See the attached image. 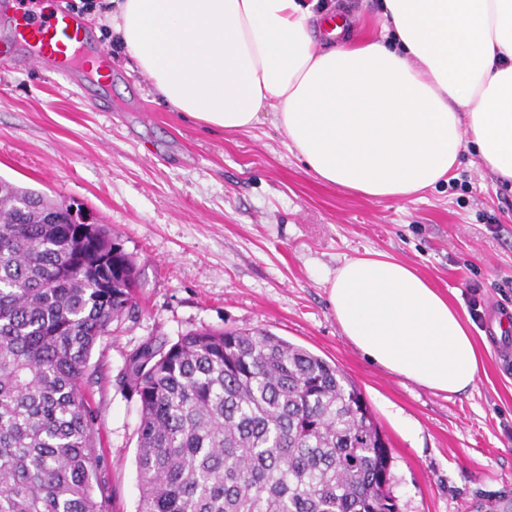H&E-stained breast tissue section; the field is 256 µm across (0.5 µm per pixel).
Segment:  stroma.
I'll return each instance as SVG.
<instances>
[{
  "mask_svg": "<svg viewBox=\"0 0 512 512\" xmlns=\"http://www.w3.org/2000/svg\"><path fill=\"white\" fill-rule=\"evenodd\" d=\"M0 0V176L107 225L144 284L136 321L95 346L86 391L98 414L110 512H136L139 404L121 383L148 339L266 330L333 362L363 392L390 442L397 512H512V182L463 153L449 183L400 200L321 184L270 118L247 133L207 129L166 106L112 42L109 0H52L90 27L109 79H64L23 61ZM353 36L378 0H326ZM368 251L410 264L463 315L475 290L483 343L472 388L428 389L368 361L344 336L326 280Z\"/></svg>",
  "mask_w": 512,
  "mask_h": 512,
  "instance_id": "35a3bbf8",
  "label": "stroma"
}]
</instances>
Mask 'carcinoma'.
Returning <instances> with one entry per match:
<instances>
[{"label":"carcinoma","mask_w":512,"mask_h":512,"mask_svg":"<svg viewBox=\"0 0 512 512\" xmlns=\"http://www.w3.org/2000/svg\"><path fill=\"white\" fill-rule=\"evenodd\" d=\"M0 177V512H107L95 345L142 283L110 229ZM140 405L137 512H395L390 449L360 389L268 331L150 339L122 377Z\"/></svg>","instance_id":"1"}]
</instances>
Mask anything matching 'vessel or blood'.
I'll return each instance as SVG.
<instances>
[{"label":"vessel or blood","instance_id":"obj_1","mask_svg":"<svg viewBox=\"0 0 512 512\" xmlns=\"http://www.w3.org/2000/svg\"><path fill=\"white\" fill-rule=\"evenodd\" d=\"M12 32L16 43L32 47L33 62H53L65 65L73 51L83 49L85 32L71 16L47 12L34 16L25 10H16L12 18Z\"/></svg>","mask_w":512,"mask_h":512}]
</instances>
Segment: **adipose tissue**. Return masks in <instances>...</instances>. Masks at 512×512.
<instances>
[{
  "label": "adipose tissue",
  "instance_id": "obj_1",
  "mask_svg": "<svg viewBox=\"0 0 512 512\" xmlns=\"http://www.w3.org/2000/svg\"><path fill=\"white\" fill-rule=\"evenodd\" d=\"M109 25L165 102L205 128L272 123L320 182L367 198L449 180L475 145L512 180V0H382L373 33L320 46L319 0H115ZM343 334L426 388L474 386L469 321L415 267L370 251L327 281Z\"/></svg>",
  "mask_w": 512,
  "mask_h": 512
}]
</instances>
